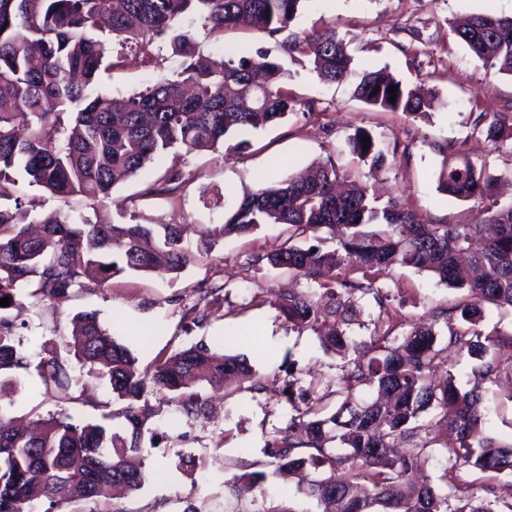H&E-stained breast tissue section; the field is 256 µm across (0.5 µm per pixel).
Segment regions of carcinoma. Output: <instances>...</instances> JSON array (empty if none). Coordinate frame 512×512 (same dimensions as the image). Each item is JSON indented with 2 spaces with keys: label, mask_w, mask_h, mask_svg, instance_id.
<instances>
[{
  "label": "carcinoma",
  "mask_w": 512,
  "mask_h": 512,
  "mask_svg": "<svg viewBox=\"0 0 512 512\" xmlns=\"http://www.w3.org/2000/svg\"><path fill=\"white\" fill-rule=\"evenodd\" d=\"M306 0H0V299L18 292L32 305L71 301L85 279L103 283L116 274L178 275L189 262L181 248V229L164 224L165 264L151 224H100L56 213L43 215L41 232H28L29 210L18 199L21 173L53 195L105 199L121 182L150 164H160L175 149H214L228 137L276 124L295 112L288 91L293 73L287 62L307 57L312 70L329 83L355 82L364 103L409 116L425 115L440 104L431 91L412 88L386 70L352 68L343 41L333 31L297 33L251 56L217 61L203 55L193 36L172 28L190 11L222 32L246 21L269 36L286 31ZM107 30L146 62L156 60L155 37L169 38L181 59L177 76L160 77L142 92L126 96L91 95L103 64L105 46L97 33ZM476 57L499 73L512 75V18L478 14L452 29ZM398 86L395 101L389 87ZM475 130L495 148L512 140V115L487 119L481 112ZM370 138L363 148L362 139ZM351 151L370 170L388 157L373 135L359 129ZM335 165L313 174L296 171L246 192L224 218V234H250L265 224H285L288 238L266 256L268 265L320 282L328 301L290 295L283 316L297 327L329 323L320 337L323 350L343 360L336 388L337 406L325 415L324 397L296 393L293 384L275 390L296 412L268 440L266 455L281 475L310 467L314 476L298 493L313 498L322 512H512V481L477 499L456 487L446 494L432 484L414 485L409 475L431 441L443 446L448 461L481 472L512 476V440L480 435L485 414L483 385L501 374L512 376V360L491 350L476 330L488 305L512 308V205L496 209L475 224L418 223L408 209L382 203L367 188L351 183L336 191ZM186 181L177 159L144 189L145 195L176 196ZM493 178L469 161L443 157L438 188L459 200L492 198ZM343 235L325 252L324 234ZM427 271L470 300L448 308L447 342L434 326L414 324L400 345L392 346L389 327L369 340L353 342L346 328L360 310L356 292H372L379 307L388 300L378 282L395 267ZM90 371L108 380L123 432L68 414L41 422L35 431L16 426L4 405L22 389L17 377L0 378V512H35L44 501L64 506L99 496L104 485L132 493L163 476L130 461L139 452L150 418L146 399L153 386L173 395L190 414L201 409L195 388L219 386L224 378H253L237 356L194 345L157 356L142 368L129 347L104 329L94 312L76 318L71 338L63 340ZM15 325L0 315V371L25 369L27 357ZM38 376L44 391L79 385L59 359L57 348L43 345ZM454 349L478 360L460 389L456 377L434 383L428 374L447 362ZM364 386L376 395L357 396ZM304 408H299V405ZM302 424L307 439L291 430ZM404 442L411 448L394 455Z\"/></svg>",
  "instance_id": "1"
}]
</instances>
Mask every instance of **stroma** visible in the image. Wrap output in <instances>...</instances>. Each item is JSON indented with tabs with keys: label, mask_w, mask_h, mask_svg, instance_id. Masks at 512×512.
Returning a JSON list of instances; mask_svg holds the SVG:
<instances>
[{
	"label": "stroma",
	"mask_w": 512,
	"mask_h": 512,
	"mask_svg": "<svg viewBox=\"0 0 512 512\" xmlns=\"http://www.w3.org/2000/svg\"><path fill=\"white\" fill-rule=\"evenodd\" d=\"M512 15V0H307L291 23L293 33L330 29L343 38L355 70L388 67L404 82L424 84L441 104L430 114L409 117L367 105L353 95L350 83L327 84L310 71L306 59L290 62L291 89L298 105L281 123L239 135L217 148L182 156L188 181L174 198L145 195L156 173L145 170L116 186L110 198H60L20 181L22 202L33 205V216L58 212L91 222L177 224L190 262L176 279L157 274H117L108 283L86 281L71 301L57 306L44 302L36 309H9L28 359L19 370L24 382L9 412L23 421L45 419L66 406L63 391L44 394L36 367L42 346L69 336L71 320L82 311L97 312L101 323L116 331L149 365L161 352L179 346L213 345L229 337L225 353L244 359L255 381L297 388L315 386L320 393L335 390L341 359L323 352L315 332L286 320L280 305L288 293L320 297L318 284L264 262L288 236L285 225H268L247 236L224 235L219 227L225 213L235 209L244 191L255 188L258 174L278 167L280 175L310 165L335 164L351 173L382 199L410 209L424 224H471L485 208L477 200L459 201L438 189L444 156L485 165L495 180L498 205L512 203V149H491L474 131L478 113H512V75L488 69L450 32L452 23L478 13ZM180 27L189 30L201 53L223 59L274 45L272 37L248 26L216 33L203 18L187 15ZM156 44L166 61L154 67L128 59L102 72L95 93L128 95L145 89L161 75L180 66L165 39ZM370 131L379 147L391 153L386 167L369 171L347 145L356 130ZM381 285L389 295L390 313L410 327L434 323L445 332L446 308L464 301L465 291L448 288L427 272L395 268ZM196 307L204 314L194 323L184 313ZM151 329L149 346L137 337ZM254 382L232 381L204 388L201 413L186 414L164 391H152L153 412L141 439L146 469L165 468L167 476L128 495H104L91 502L56 507L42 503L39 512H267L280 506L287 512H321L317 501L288 489L265 454L276 430L286 427L293 410L274 393L258 391ZM486 434L512 439V400L502 386H486ZM441 491L469 489L479 498L499 482L491 473L448 462L440 445H431L418 472Z\"/></svg>",
	"instance_id": "35a3bbf8"
}]
</instances>
